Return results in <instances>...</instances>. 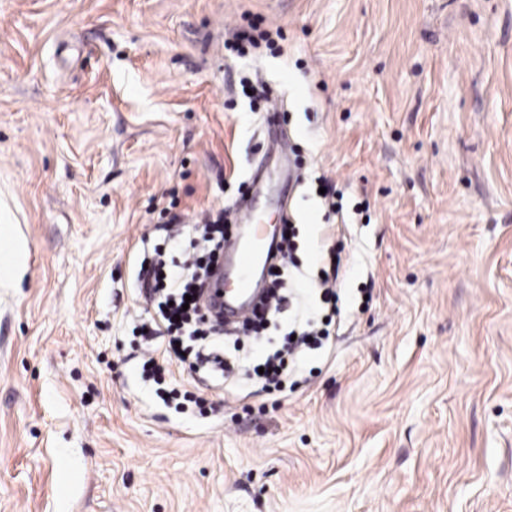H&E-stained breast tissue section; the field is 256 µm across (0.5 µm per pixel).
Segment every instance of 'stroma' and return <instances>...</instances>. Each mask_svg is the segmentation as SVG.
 Instances as JSON below:
<instances>
[{
    "label": "stroma",
    "instance_id": "stroma-1",
    "mask_svg": "<svg viewBox=\"0 0 512 512\" xmlns=\"http://www.w3.org/2000/svg\"><path fill=\"white\" fill-rule=\"evenodd\" d=\"M247 213L294 225L304 272L340 249V314L280 392L171 362L205 400L176 408L138 261ZM18 241L0 512H512V0H0V258ZM291 317L224 346L261 362Z\"/></svg>",
    "mask_w": 512,
    "mask_h": 512
}]
</instances>
